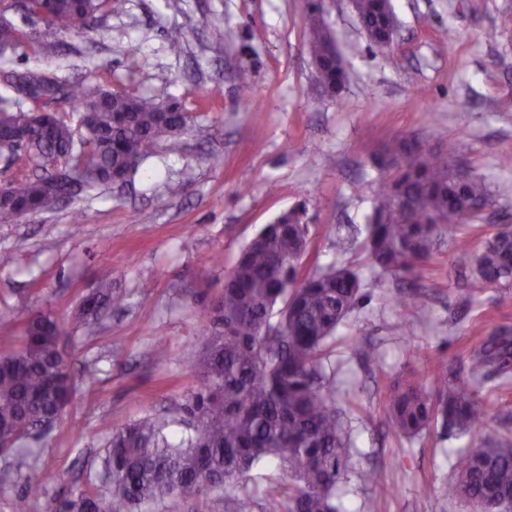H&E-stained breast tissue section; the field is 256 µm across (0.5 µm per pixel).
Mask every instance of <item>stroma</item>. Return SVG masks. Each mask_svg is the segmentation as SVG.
<instances>
[{
    "mask_svg": "<svg viewBox=\"0 0 512 512\" xmlns=\"http://www.w3.org/2000/svg\"><path fill=\"white\" fill-rule=\"evenodd\" d=\"M470 2L392 0L397 31L392 49L381 52L349 0H324L321 18L346 75L333 97L320 92L306 50L305 0H112L96 29L63 36L65 55L51 47L0 58V69L38 65L159 101L173 96L194 118L181 151L158 143L132 185L102 186L0 224V253L12 256L0 266V309L51 312L75 384L61 418L33 439L31 460L0 454V512H15L34 470L47 480L30 512L78 491L104 495L102 459L114 425L166 416L171 437L185 432L179 408L202 385L207 307L242 248L291 209L310 228L302 273L350 265L364 280V299L339 327L331 357L358 405L347 416L354 448L341 512H474L448 499V457L467 437L396 438L383 403L397 374L430 386L413 352L440 355L463 375L488 337H512V284H460L459 257L446 238L409 277L378 273L362 253L380 158L399 138L434 151L468 143L464 165L493 196L471 233L473 251L497 225H512V167L499 164L512 156V0H480L476 9ZM226 29L233 40L220 38ZM175 36L178 55L169 48ZM243 69L253 84L246 104L238 96ZM186 171L192 182L171 194ZM146 211L152 222L142 221ZM105 268L124 301L91 325L73 321ZM415 290L428 295L420 312L401 305ZM363 337L374 358L354 351ZM160 343L162 361L154 356ZM500 383L494 375L484 385L481 435L512 432V386ZM373 466L392 488L377 503L361 478ZM242 489L252 512H272L268 492H288L275 460L251 471Z\"/></svg>",
    "mask_w": 512,
    "mask_h": 512,
    "instance_id": "obj_1",
    "label": "stroma"
}]
</instances>
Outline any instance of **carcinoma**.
<instances>
[{
    "instance_id": "cac0c4a2",
    "label": "carcinoma",
    "mask_w": 512,
    "mask_h": 512,
    "mask_svg": "<svg viewBox=\"0 0 512 512\" xmlns=\"http://www.w3.org/2000/svg\"><path fill=\"white\" fill-rule=\"evenodd\" d=\"M308 51L322 90L334 95L344 71L334 41L321 22L322 0H307ZM25 14L47 29H22L0 21V53L28 47L38 53L50 35L93 28L112 10V0H25ZM355 10L372 45L388 48L386 31L395 20L391 0H355ZM3 80L11 95L0 97V130L19 131L23 142L4 149L8 159L24 152L36 173L0 201V224L50 208L45 187L58 193L92 190L131 180L162 138L180 149L179 137L192 117L175 99L157 103L125 91L104 89L86 79L67 85L40 67L9 69ZM65 100L79 114L78 130L44 106ZM97 104L100 110L87 108ZM467 152L462 142L433 152L401 139L390 148L391 163L381 182L363 243L369 265L381 273L413 275L432 259L443 235L452 238L474 284L495 288L512 283V238L496 231L483 249L470 248L467 228L491 205L486 182L456 165ZM308 226L288 210L265 225L240 252L212 305L213 328L203 361V385L181 408L193 432L172 441L168 422L144 417L112 428L104 463L112 473L108 494H74L48 512H140L142 505L171 496L227 493L234 512H251L253 500L238 493L248 473L275 457L288 483L284 512H339V486L348 479L352 443L347 391L326 372L338 327L362 299L357 269L334 265L299 275ZM102 273L94 293L82 299L73 320L86 325L119 301ZM1 320L24 325L19 348L0 355V440L21 443L25 429L59 419L72 392L62 365L60 327L49 312L1 309ZM434 387L395 380L387 390L385 417L394 434L414 439L438 428L469 436L449 458L455 481L448 498L471 502L476 512H512V436L482 438L474 430L486 416L482 390L487 368L506 378L512 339L492 336L469 357L466 376L448 382L440 356L426 355ZM375 497L389 495L381 470L362 473ZM43 491V475L28 478L16 512H29Z\"/></svg>"
}]
</instances>
